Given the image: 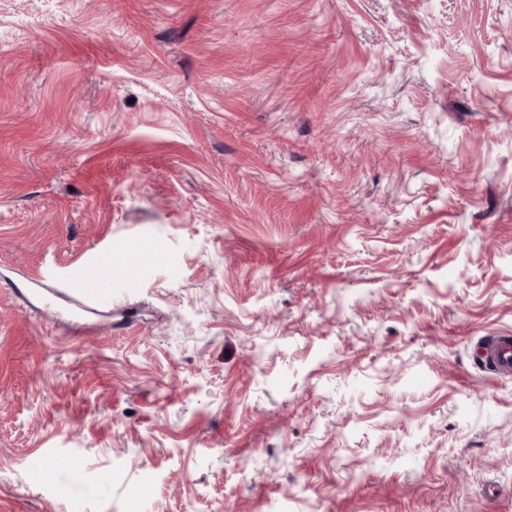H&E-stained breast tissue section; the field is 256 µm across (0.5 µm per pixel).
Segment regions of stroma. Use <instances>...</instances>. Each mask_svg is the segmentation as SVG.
Returning a JSON list of instances; mask_svg holds the SVG:
<instances>
[{
  "label": "stroma",
  "mask_w": 512,
  "mask_h": 512,
  "mask_svg": "<svg viewBox=\"0 0 512 512\" xmlns=\"http://www.w3.org/2000/svg\"><path fill=\"white\" fill-rule=\"evenodd\" d=\"M507 330L512 0H0V512H512ZM143 259V248L136 242H128L113 254L108 250L96 263L83 267L77 275L67 279V289L95 307L111 303L112 294L106 288L112 286V279H126L129 271L137 269ZM477 364L500 377H512V336L496 334L483 336L475 344Z\"/></svg>",
  "instance_id": "obj_1"
}]
</instances>
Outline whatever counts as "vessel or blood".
<instances>
[{
  "label": "vessel or blood",
  "mask_w": 512,
  "mask_h": 512,
  "mask_svg": "<svg viewBox=\"0 0 512 512\" xmlns=\"http://www.w3.org/2000/svg\"><path fill=\"white\" fill-rule=\"evenodd\" d=\"M143 259V248L135 242L127 243L69 278V290L95 307L111 303L112 295L107 291L108 286L112 281L126 278L129 271L142 264ZM474 353L480 367L504 378L512 377L511 335L499 333L481 337L475 344Z\"/></svg>",
  "instance_id": "1"
}]
</instances>
